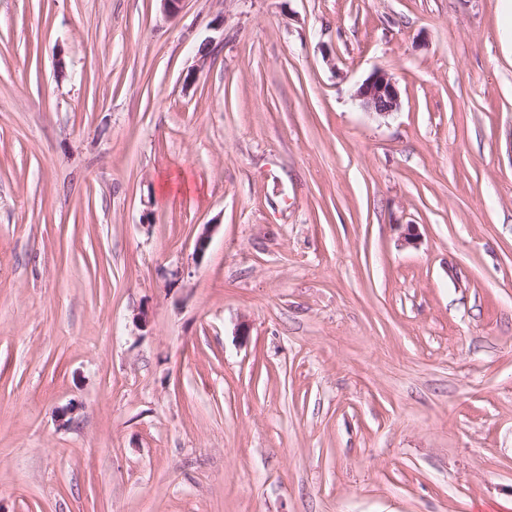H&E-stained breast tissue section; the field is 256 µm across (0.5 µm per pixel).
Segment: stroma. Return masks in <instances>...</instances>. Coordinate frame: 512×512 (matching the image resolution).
<instances>
[{"mask_svg":"<svg viewBox=\"0 0 512 512\" xmlns=\"http://www.w3.org/2000/svg\"><path fill=\"white\" fill-rule=\"evenodd\" d=\"M0 512H512L501 0H0ZM355 100L369 113L387 115L400 108V97L393 77L383 69L374 70L356 89Z\"/></svg>","mask_w":512,"mask_h":512,"instance_id":"stroma-1","label":"stroma"}]
</instances>
